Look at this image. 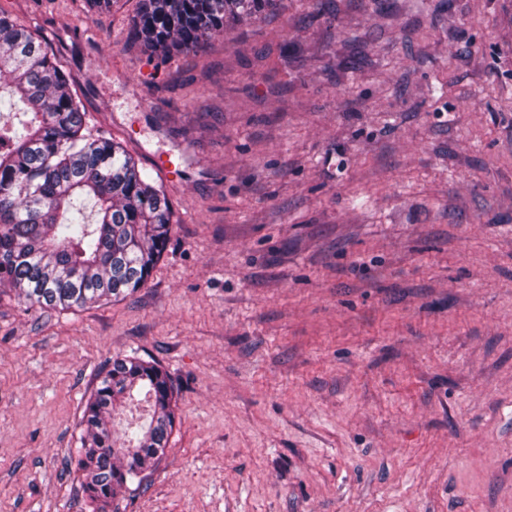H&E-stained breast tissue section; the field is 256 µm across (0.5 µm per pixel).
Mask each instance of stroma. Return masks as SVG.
Returning <instances> with one entry per match:
<instances>
[{
    "label": "stroma",
    "instance_id": "35a3bbf8",
    "mask_svg": "<svg viewBox=\"0 0 512 512\" xmlns=\"http://www.w3.org/2000/svg\"><path fill=\"white\" fill-rule=\"evenodd\" d=\"M137 2L0 0L171 209L127 298L0 294V512H88L132 354L176 422L115 512H512V0H277L163 61ZM173 387L168 373L154 361L116 356L86 400L77 467L82 488L93 507L107 512L108 502L142 472L162 461L175 426ZM143 395L151 418L138 431L117 433L110 426L112 411Z\"/></svg>",
    "mask_w": 512,
    "mask_h": 512
}]
</instances>
